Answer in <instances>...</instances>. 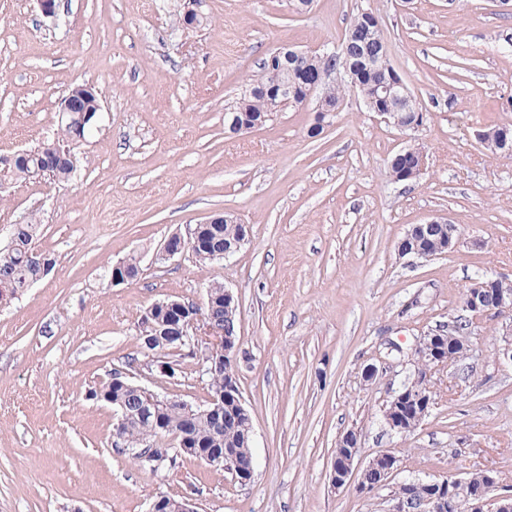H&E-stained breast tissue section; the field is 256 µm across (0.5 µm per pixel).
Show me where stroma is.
I'll return each instance as SVG.
<instances>
[{
    "label": "stroma",
    "mask_w": 512,
    "mask_h": 512,
    "mask_svg": "<svg viewBox=\"0 0 512 512\" xmlns=\"http://www.w3.org/2000/svg\"><path fill=\"white\" fill-rule=\"evenodd\" d=\"M0 0V156L57 138L58 107L78 84L98 92L77 173L57 181L0 176V250L37 217L36 250L53 273L0 313V512H148L160 494L198 512H388L396 483L494 470L512 487V362L496 347L512 312L489 313L466 338L465 361L432 377V411L407 436L382 411L408 370L393 346L447 323L480 274L512 279V157L486 155L477 130L512 123V10L500 0ZM380 20L391 60L424 122L402 132L347 97L317 137L314 103L237 135L224 111L288 46L339 44L358 10ZM419 145L429 167L409 186L387 162ZM251 229L215 265L155 252L215 214ZM448 216L461 232L432 259L399 257L411 225ZM140 275L114 285L129 255ZM224 282L238 300L245 353L237 376L255 429L249 484L186 459L154 472L112 445V409L92 390L126 371L150 389L202 405L193 360L178 380L140 354L143 311L167 298L202 300ZM375 367L366 379V367ZM361 436L360 459H399L369 496L333 486L339 437Z\"/></svg>",
    "instance_id": "stroma-1"
}]
</instances>
